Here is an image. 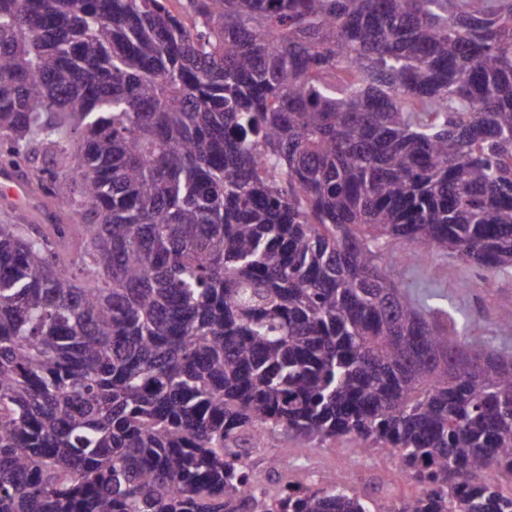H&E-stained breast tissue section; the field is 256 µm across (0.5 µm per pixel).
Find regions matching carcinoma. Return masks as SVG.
Segmentation results:
<instances>
[{
    "mask_svg": "<svg viewBox=\"0 0 512 512\" xmlns=\"http://www.w3.org/2000/svg\"><path fill=\"white\" fill-rule=\"evenodd\" d=\"M40 155L75 223L0 221V512H262L282 431L396 458L387 512H512V350L451 371L392 274L512 268V0H0ZM287 467L280 512H380Z\"/></svg>",
    "mask_w": 512,
    "mask_h": 512,
    "instance_id": "cac0c4a2",
    "label": "carcinoma"
}]
</instances>
